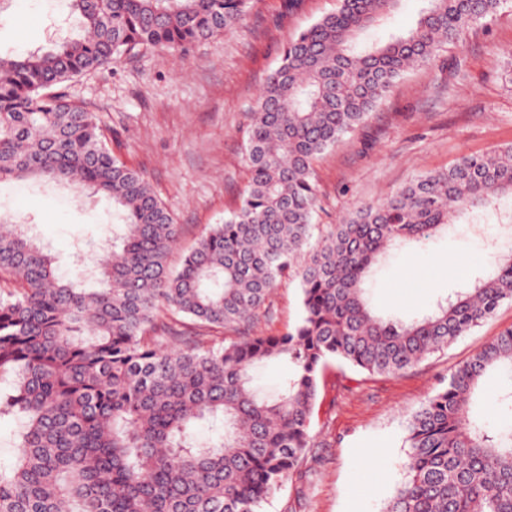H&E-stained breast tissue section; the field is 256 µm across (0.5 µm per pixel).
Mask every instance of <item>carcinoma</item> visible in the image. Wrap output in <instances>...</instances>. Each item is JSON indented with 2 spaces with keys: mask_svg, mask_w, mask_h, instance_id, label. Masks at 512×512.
Here are the masks:
<instances>
[{
  "mask_svg": "<svg viewBox=\"0 0 512 512\" xmlns=\"http://www.w3.org/2000/svg\"><path fill=\"white\" fill-rule=\"evenodd\" d=\"M68 2L79 37L0 56V179L70 180L111 198L121 228L88 288L79 274L60 279L22 225L0 224V381L11 377L0 417H25L15 461L0 464V512H262L310 445L329 361L399 373L512 302V250L408 321L377 315L364 288L390 250H425L455 217L512 198V144L416 176L311 242L317 159L408 67L434 61L502 0H426L415 26L385 41L370 31L401 0H339L291 37L251 111L248 189L175 272L180 225L67 86L142 48L184 52L231 31L252 0ZM287 274L299 320L281 335L255 330ZM271 360L288 362V376L267 395L253 379ZM493 370L512 371V328L411 415L404 480L382 512H512V431L471 417ZM202 421L223 433L198 441Z\"/></svg>",
  "mask_w": 512,
  "mask_h": 512,
  "instance_id": "carcinoma-1",
  "label": "carcinoma"
}]
</instances>
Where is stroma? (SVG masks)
<instances>
[{
	"label": "stroma",
	"instance_id": "stroma-1",
	"mask_svg": "<svg viewBox=\"0 0 512 512\" xmlns=\"http://www.w3.org/2000/svg\"><path fill=\"white\" fill-rule=\"evenodd\" d=\"M254 0L230 32L197 43L188 57L144 49L74 79L72 98L101 120L114 154L141 172L182 227L169 263L179 266L198 238L234 211L248 185L244 141L249 113L293 34L332 13L338 0ZM67 0H0V55L78 35ZM512 143V0L475 25L462 44L399 79L368 120L314 164L321 208L317 224H336L357 203L379 201L419 174L448 168L459 156ZM0 214L30 224L48 245L61 277L73 275L90 246L111 240L112 203L58 181H0ZM496 216L460 220L428 251L393 252L368 283L382 314L411 317L461 288L479 271L481 251L500 242ZM458 259L456 271L435 262ZM298 280L281 279L261 328L283 334L301 315ZM512 328L503 303L480 327L414 368L370 375L335 363L319 379L311 446L264 512H381L404 477L406 423L448 376L484 344ZM512 382L490 375L471 407L496 426L512 421ZM381 454L371 463L370 452Z\"/></svg>",
	"mask_w": 512,
	"mask_h": 512
}]
</instances>
